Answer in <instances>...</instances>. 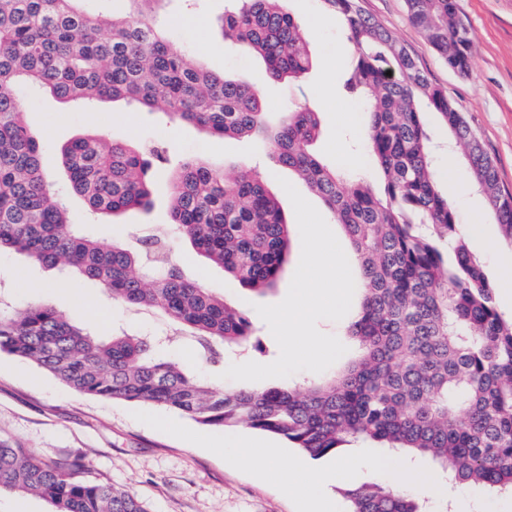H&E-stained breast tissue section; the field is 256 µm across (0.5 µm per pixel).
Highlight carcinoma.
<instances>
[{
  "label": "carcinoma",
  "mask_w": 512,
  "mask_h": 512,
  "mask_svg": "<svg viewBox=\"0 0 512 512\" xmlns=\"http://www.w3.org/2000/svg\"><path fill=\"white\" fill-rule=\"evenodd\" d=\"M77 2L0 0V251L164 312L191 329L209 357L250 341L247 316L187 277L165 239L144 235L128 247L83 234L51 189L18 87L36 85L63 100H131L209 135L262 142L322 198L360 266L350 330L359 355L332 377L221 391L162 355L157 338L104 339L45 304L0 309V351L91 397L165 406L203 426L260 430L315 459L353 442L410 459L428 455L444 478L512 494V318L498 311L483 262L465 247L453 206L438 190L422 109L447 125L511 245L512 195L500 189L456 103L360 0H318L341 19L355 48L345 88L366 105L364 141L384 178L377 193L314 153L318 113L290 107L271 125L254 86L173 49L151 21L160 0H129L133 10L120 19L90 15ZM227 2L224 40L259 54L275 81L308 72L309 42L283 0ZM407 5L448 67L468 71L471 41L455 0ZM149 155L166 162L159 148L144 152L97 134L62 148L70 187L100 215L150 206ZM170 196L174 229L193 249L251 290L275 286L289 228L262 177L191 158L171 175ZM83 468L80 460L52 464L0 442V492L38 495L54 512H147L128 489L84 481ZM346 496L350 512H424L416 498L379 481Z\"/></svg>",
  "instance_id": "cac0c4a2"
}]
</instances>
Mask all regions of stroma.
<instances>
[{
  "mask_svg": "<svg viewBox=\"0 0 512 512\" xmlns=\"http://www.w3.org/2000/svg\"><path fill=\"white\" fill-rule=\"evenodd\" d=\"M224 5L225 0H198L194 5L187 0H162L155 22L173 47L191 52L215 72L259 87L271 123H278L292 103L318 112L317 151L343 171L381 189L382 175L357 130L363 122V106L343 87L354 48L339 19L321 23L318 0H285L286 11L305 29L312 67L303 80L273 83L267 81L258 56L242 47L223 45L217 22ZM361 6L412 53L429 81L456 103L493 162L501 190L512 193V0H456L472 40L465 74L448 68L411 21L407 0H361ZM329 73L334 76L330 94L317 95V87ZM22 98L51 187L83 232L107 244L131 243L146 233L165 238L174 261L189 277L248 315L254 335L246 345L203 360L191 341L178 338L176 325L163 313L112 301L94 282L60 276L13 251L0 253V304L16 308L48 304L106 337L117 333L173 337L167 356L220 390L235 386L223 376L231 364L276 360L279 347L256 308L285 298L301 257L295 212L281 183L293 182L319 210L324 207L321 199L255 140L210 137L124 101H63L37 87L25 88ZM87 133L120 139L136 148L161 144L174 162L199 157L217 169L242 167L259 172L291 219L288 262L274 289L258 293L242 287L179 239L173 231L165 180H158L149 208L111 218L91 212L84 197L70 188L61 157L65 144ZM457 168L459 189L449 199L458 223L481 224L491 236H499L494 212L470 188L466 164L458 163ZM1 439L33 450L51 463L83 459L88 479L133 491L147 512H302L299 500L281 486L225 458L223 429L202 426L162 406L84 395L36 364L4 351H0Z\"/></svg>",
  "mask_w": 512,
  "mask_h": 512,
  "instance_id": "obj_1",
  "label": "stroma"
}]
</instances>
